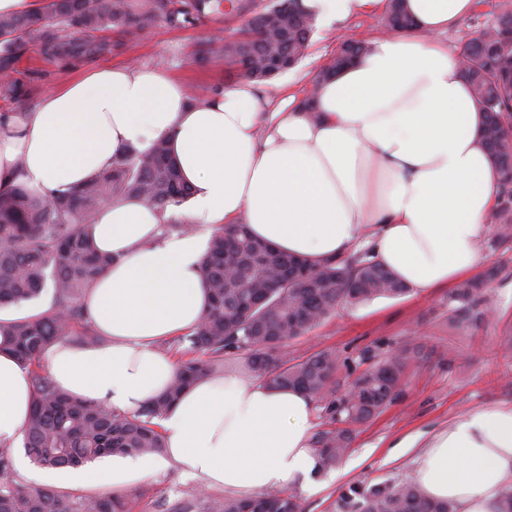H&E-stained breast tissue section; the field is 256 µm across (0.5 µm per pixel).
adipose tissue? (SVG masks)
Masks as SVG:
<instances>
[{
  "label": "adipose tissue",
  "mask_w": 512,
  "mask_h": 512,
  "mask_svg": "<svg viewBox=\"0 0 512 512\" xmlns=\"http://www.w3.org/2000/svg\"><path fill=\"white\" fill-rule=\"evenodd\" d=\"M330 28L375 15L386 0H303ZM474 0H405L406 33L381 34L320 85L312 111L242 79L190 99L167 73L98 68L0 117V194L38 195L82 185L127 148L167 139L189 199L158 212L134 200L104 207L95 244L114 262L85 305L105 346L49 344L43 359L62 391L133 413L163 394L175 359L158 341L190 332L207 308L200 260L207 237L166 234L165 223L217 229L246 219L254 236L318 264L370 242L375 258L410 288L448 287L480 263L500 177L483 143L484 114L441 36ZM30 377L0 352V443L23 437ZM315 404L305 393L237 375L186 388L159 420L157 455L112 457L69 471L106 491L176 466L207 488L244 494L285 488L316 470ZM414 478L459 512H499L512 483V405L477 408L439 433Z\"/></svg>",
  "instance_id": "1"
}]
</instances>
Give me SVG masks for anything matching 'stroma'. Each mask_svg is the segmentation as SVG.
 <instances>
[{"instance_id":"1","label":"stroma","mask_w":512,"mask_h":512,"mask_svg":"<svg viewBox=\"0 0 512 512\" xmlns=\"http://www.w3.org/2000/svg\"><path fill=\"white\" fill-rule=\"evenodd\" d=\"M504 3L512 7V0H477L474 12L449 28L445 36L449 49L462 51L466 41L491 23ZM243 24V18L216 15L180 28L161 20L133 35L103 31L97 38L110 43L109 51L70 59L45 55L39 46L27 44L20 53L17 76L29 95L18 103L0 100V114L34 107L41 94L65 80L105 66L158 68L183 82L192 93L209 95L235 81L237 73L215 58L197 64L194 56L206 48L213 35L234 34ZM382 31L380 18L365 15L333 23L327 30L315 29L305 57L292 70L296 88L312 84L346 37L370 39ZM481 255L476 273L489 278L490 316L459 321L448 310L447 289L438 288L338 306L307 335L289 341L288 353L296 359L328 348L347 358V367L339 372L344 385L388 350L410 346L417 352L401 377L396 400L355 426L347 454L354 467L342 463L317 473L318 490L314 493L303 484H294L303 512H333L336 498L352 483L374 484L410 476L419 451L413 448L399 453L392 446L394 440L417 433L428 439L475 408L512 405V240L503 242L496 233H489L481 244ZM201 486V481L185 479L172 466L144 477L127 496L132 512H161V503L184 498Z\"/></svg>"}]
</instances>
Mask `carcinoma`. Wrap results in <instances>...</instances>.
<instances>
[{
  "mask_svg": "<svg viewBox=\"0 0 512 512\" xmlns=\"http://www.w3.org/2000/svg\"><path fill=\"white\" fill-rule=\"evenodd\" d=\"M404 0H388L384 25L400 32ZM247 17L243 29L251 43L231 36L216 39L225 63L246 71L259 83L274 78L261 65L264 57H288L297 63L309 47L315 22L302 0H276L259 11L248 0H46L33 12L0 14V98L19 101L24 83L15 77L19 46L35 42L45 54L75 58L105 52L95 33L143 31L163 19L172 26L213 15ZM368 42L347 38L314 79L321 80L365 52ZM461 68L475 102L485 114L484 144L501 180V208L495 215L502 237L512 236V152L497 133L512 109V10L502 9L492 24L464 46ZM189 196L166 140L150 150L135 147L116 157L109 170L49 198L18 184L0 195V310L20 307L52 288L53 306L38 314L0 318V351L6 350L32 375V410L23 432L25 454L47 469L78 467L108 456H144L163 448L156 420L184 389L195 382L237 373L257 376L274 387L306 392L320 402L331 428L315 437L319 471L343 459L352 442L349 426L363 423L390 404L400 375L414 360L413 349L396 348L354 379L352 398L336 396L341 359L322 349L298 362L288 359V341L308 334L341 303L375 297H399L409 288L391 271L364 256L328 259L303 278L290 269L307 260L271 248L254 251L259 239L241 219L216 230L202 257L211 301L199 325L175 339L185 350L166 393L134 414L110 411L88 399L60 391L43 372L41 357L54 341L71 338L97 342L84 308L95 279L114 261L96 249L92 231L104 206L134 198L163 211ZM486 279L466 280L448 294V305L461 321L482 317L487 307ZM348 427L338 428L336 422ZM0 512H130L126 496L113 492L80 494L53 487L29 488L13 476V448L0 444ZM163 512H302L298 496L266 489L247 496H215L199 489L165 505ZM336 512H456L435 502L413 478L354 485L336 500Z\"/></svg>",
  "mask_w": 512,
  "mask_h": 512,
  "instance_id": "carcinoma-1",
  "label": "carcinoma"
}]
</instances>
